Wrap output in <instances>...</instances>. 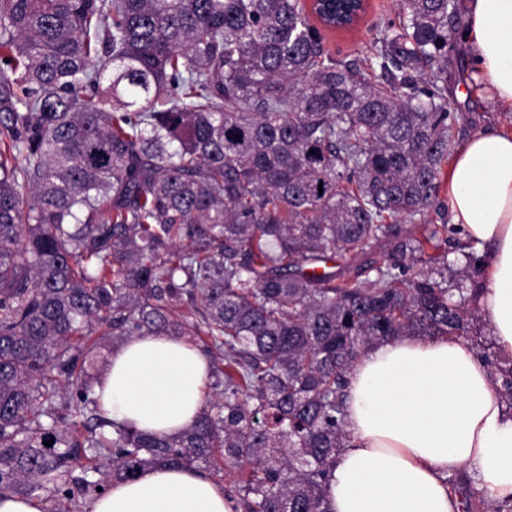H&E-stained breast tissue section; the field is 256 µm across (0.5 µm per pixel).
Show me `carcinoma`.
Wrapping results in <instances>:
<instances>
[{
    "label": "carcinoma",
    "instance_id": "1",
    "mask_svg": "<svg viewBox=\"0 0 512 512\" xmlns=\"http://www.w3.org/2000/svg\"><path fill=\"white\" fill-rule=\"evenodd\" d=\"M400 8L360 66L301 0H0V496L80 512L168 464L229 479L243 512H327L361 352L473 342L448 225L425 223L463 119L461 3ZM136 336L206 337L213 395L176 435L94 396L107 342ZM474 347L512 408V364Z\"/></svg>",
    "mask_w": 512,
    "mask_h": 512
}]
</instances>
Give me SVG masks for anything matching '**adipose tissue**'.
Wrapping results in <instances>:
<instances>
[{
	"label": "adipose tissue",
	"mask_w": 512,
	"mask_h": 512,
	"mask_svg": "<svg viewBox=\"0 0 512 512\" xmlns=\"http://www.w3.org/2000/svg\"><path fill=\"white\" fill-rule=\"evenodd\" d=\"M459 33L471 76L512 112V0H467ZM451 221L478 260L475 303L499 354L512 358V131L483 130L457 150L445 182ZM208 356L170 336L114 351L95 395L113 421L159 435L189 427L204 406ZM349 447L325 488L327 512H460L448 476L467 469L492 500L512 502V411L488 366L451 336L391 339L355 363L345 400ZM86 512H233L203 471L146 468L90 499Z\"/></svg>",
	"instance_id": "ef3b65f1"
}]
</instances>
